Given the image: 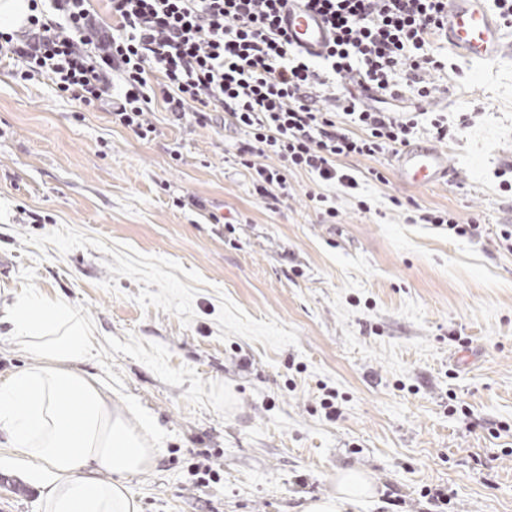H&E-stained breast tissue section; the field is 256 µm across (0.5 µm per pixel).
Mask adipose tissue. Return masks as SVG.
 <instances>
[{
  "instance_id": "obj_1",
  "label": "adipose tissue",
  "mask_w": 512,
  "mask_h": 512,
  "mask_svg": "<svg viewBox=\"0 0 512 512\" xmlns=\"http://www.w3.org/2000/svg\"><path fill=\"white\" fill-rule=\"evenodd\" d=\"M0 322L35 356L0 380V431L17 457L33 463L43 512H139L123 479L150 470L160 451L81 370L92 348L86 323L34 290L14 293ZM373 493L364 471L345 469L335 495L307 500L302 512H347Z\"/></svg>"
}]
</instances>
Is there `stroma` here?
Returning <instances> with one entry per match:
<instances>
[{
    "mask_svg": "<svg viewBox=\"0 0 512 512\" xmlns=\"http://www.w3.org/2000/svg\"><path fill=\"white\" fill-rule=\"evenodd\" d=\"M448 64L422 109L448 117L452 178L342 159L358 187L328 191L331 221L305 173L259 199L234 129L156 104L146 142L0 62V293L39 289L86 322L83 370L161 450L125 480L140 512H298L352 467L376 493L349 512H512V61ZM418 207L481 232L409 223ZM28 471L0 432V512H42Z\"/></svg>",
    "mask_w": 512,
    "mask_h": 512,
    "instance_id": "35a3bbf8",
    "label": "stroma"
}]
</instances>
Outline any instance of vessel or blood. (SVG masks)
<instances>
[{"label": "vessel or blood", "mask_w": 512, "mask_h": 512, "mask_svg": "<svg viewBox=\"0 0 512 512\" xmlns=\"http://www.w3.org/2000/svg\"><path fill=\"white\" fill-rule=\"evenodd\" d=\"M488 0H448V44L463 56L481 61L512 58V33L490 12ZM283 29L305 54L314 56L329 44L324 20L300 7L283 14ZM400 181L412 187H432L447 182L451 170L448 153L425 142L401 147L392 156Z\"/></svg>", "instance_id": "b4317fda"}]
</instances>
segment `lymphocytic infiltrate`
I'll return each mask as SVG.
<instances>
[{"mask_svg": "<svg viewBox=\"0 0 512 512\" xmlns=\"http://www.w3.org/2000/svg\"><path fill=\"white\" fill-rule=\"evenodd\" d=\"M106 2L103 16L92 0H39L18 31H0V56L21 80L48 79L142 140L156 132V101L178 121L224 119L247 135L236 157L258 196H287L289 174L304 172L324 185L312 200L331 216L328 188L356 185L340 159L377 157L418 132L416 113L383 104L430 98L448 69L433 52L445 0H301L333 32L315 57L280 27L288 0ZM348 75L375 90L376 107L340 88Z\"/></svg>", "mask_w": 512, "mask_h": 512, "instance_id": "f902f5d3", "label": "lymphocytic infiltrate"}]
</instances>
